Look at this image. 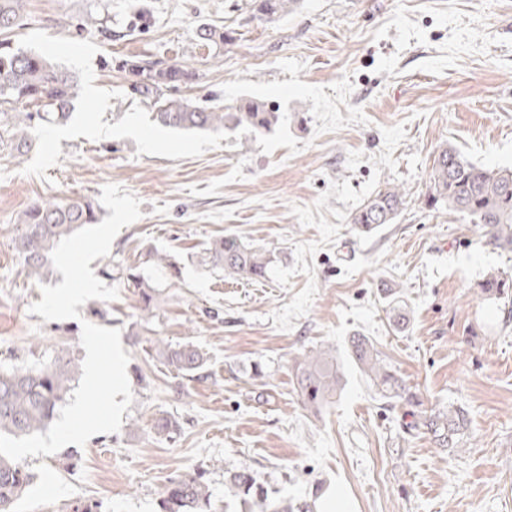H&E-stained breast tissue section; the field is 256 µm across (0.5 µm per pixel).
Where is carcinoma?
I'll return each instance as SVG.
<instances>
[{"instance_id": "carcinoma-1", "label": "carcinoma", "mask_w": 512, "mask_h": 512, "mask_svg": "<svg viewBox=\"0 0 512 512\" xmlns=\"http://www.w3.org/2000/svg\"><path fill=\"white\" fill-rule=\"evenodd\" d=\"M256 17L272 21L291 11L299 0H255ZM29 0H0V143L19 153L32 144L35 121L61 123L69 119L76 97L77 81L52 58L37 52L14 49L8 33L22 26ZM199 44L221 50L233 40L231 32L209 23L195 30ZM118 70L130 78L129 92L150 104L153 120L175 130H211L244 127L254 132L268 131L278 121L277 113L266 104L249 100L236 111L210 105L207 101L177 99L171 91L190 81L192 71L182 64L166 67L154 61L128 60ZM407 193L395 186L385 187L371 197L351 217V223L364 233L382 224H392L405 209ZM423 205L429 209H448V215L478 225L487 246L512 252V168L491 169L467 159L448 144L433 156L428 173ZM97 221L93 206L85 201L37 203L25 211L24 232L16 240L23 255L27 275L44 282L50 273L49 260L56 244L85 224ZM209 263L240 278L260 280L267 277L269 261L259 250L250 248L234 236L214 240L208 252ZM127 280L138 289L142 309L154 303V288L140 274ZM479 294L488 299L512 302V275L499 270L488 272L476 284ZM348 354L369 379L381 399L411 407L410 426L423 427L442 448H457L468 429L467 412L458 406L423 413L412 392L391 367L380 358L365 336H353ZM156 354L167 366L182 374H194L204 366L202 352L193 345L173 347L157 343ZM80 374L79 360L60 350L50 362L38 367L0 369V433L19 438L44 430L55 418ZM340 375L336 355L319 351L304 356L296 373V392L304 407L318 411L337 396ZM180 428L179 421L159 416L154 431L168 436ZM33 480L20 463L0 455V512H12L15 501ZM229 490L241 496L249 512H308L305 505L277 504L268 499L251 471L230 474ZM210 492L197 476L170 478L161 489L162 512H207Z\"/></svg>"}]
</instances>
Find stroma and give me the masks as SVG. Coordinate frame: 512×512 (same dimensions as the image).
<instances>
[{
  "mask_svg": "<svg viewBox=\"0 0 512 512\" xmlns=\"http://www.w3.org/2000/svg\"><path fill=\"white\" fill-rule=\"evenodd\" d=\"M98 3L30 0L12 34L75 73L80 91L70 121L37 124L27 153L0 145V367L62 347L82 359L83 322L117 328L134 401L118 432L25 457L35 479L13 512H162L161 486L185 474L207 484L209 512H244L225 485L243 469L277 501L340 486L353 512H512V319L476 288L491 270L512 273V253L421 202L443 144L512 168V0H301L273 21L251 0H109V36L81 26ZM202 23L234 33L219 58L193 38ZM129 58L191 65L177 96L212 95L228 112L252 99L279 121L262 133L162 128L127 95L116 65ZM108 183L141 201V218L90 264L119 296L44 321L14 246L21 216L36 201L98 204ZM392 185L408 192L395 223L356 230L352 215ZM222 236L264 251L267 279L212 268ZM136 266L155 289L149 313L126 280ZM392 299L410 314L401 332ZM354 335L424 409H465L462 448L407 430L403 408L347 362L339 397L317 414L301 405L296 360ZM160 341L197 346L204 367L177 374ZM161 415L179 420L172 437L154 434Z\"/></svg>",
  "mask_w": 512,
  "mask_h": 512,
  "instance_id": "obj_1",
  "label": "stroma"
}]
</instances>
